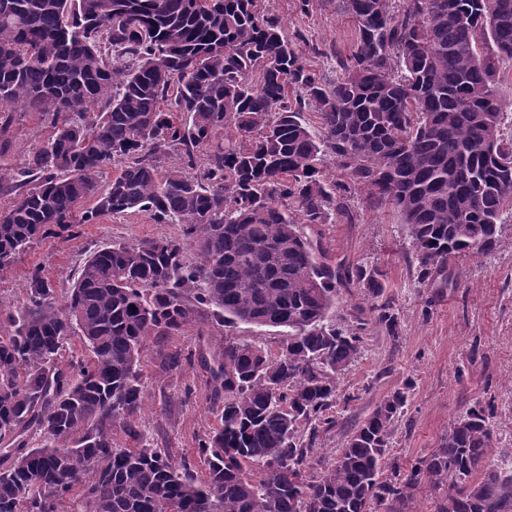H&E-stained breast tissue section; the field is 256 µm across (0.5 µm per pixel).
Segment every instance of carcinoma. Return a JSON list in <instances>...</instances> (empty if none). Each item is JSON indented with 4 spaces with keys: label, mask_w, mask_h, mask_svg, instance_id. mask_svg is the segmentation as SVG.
Here are the masks:
<instances>
[{
    "label": "carcinoma",
    "mask_w": 512,
    "mask_h": 512,
    "mask_svg": "<svg viewBox=\"0 0 512 512\" xmlns=\"http://www.w3.org/2000/svg\"><path fill=\"white\" fill-rule=\"evenodd\" d=\"M336 10L354 21L356 50L326 83L258 0H0V106L53 121L0 212V269L106 215L179 226L176 238L93 251L62 305L39 267L22 300L0 301V512H61L76 488L86 512H407L423 482L443 491L437 512H512V475L490 460L491 404L467 409L403 477L386 458L398 390L306 474L300 425L334 423L336 377L360 355V337L328 322L337 291L384 294L379 270L332 265L297 229L346 211L323 159L396 211L424 279L492 252L512 216V138L495 91L512 62V0ZM172 153L179 165L163 167ZM200 306L289 334L274 355L228 340L213 362L200 357L224 403L198 443V479L154 448L112 446V426L138 436L143 347L197 322ZM371 313L398 335L389 303ZM75 333L81 356L62 366Z\"/></svg>",
    "instance_id": "cac0c4a2"
}]
</instances>
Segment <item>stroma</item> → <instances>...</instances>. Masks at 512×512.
<instances>
[{
    "instance_id": "1",
    "label": "stroma",
    "mask_w": 512,
    "mask_h": 512,
    "mask_svg": "<svg viewBox=\"0 0 512 512\" xmlns=\"http://www.w3.org/2000/svg\"><path fill=\"white\" fill-rule=\"evenodd\" d=\"M262 14L278 18L297 50L324 80H336L337 58L353 51L354 24L330 0H310L300 12L297 0H259ZM53 131L42 112L12 107L0 112V211L14 202L9 187ZM347 211L327 224H303L299 230L318 244L330 262L379 268L384 297L399 318L398 337L388 336L374 321H362L370 300L357 288L341 289L330 315L339 329L358 333L361 354L338 375L335 425L312 431L309 475L330 466L352 429L384 398L411 384L407 405L395 421L387 451L402 474L424 454L440 447L453 422L468 408L494 403L493 458L512 456V219H505L499 241L483 257H459L448 265V285L440 288L419 273L406 230L398 214L374 208L363 189L346 200ZM174 224L157 223L144 212L104 216L81 224L74 236H49L34 242L7 269L0 270V299L16 301L26 292V275L41 267L57 300H65L84 259L104 244H138L176 237ZM251 344L274 354L288 339L284 328L240 323L231 327L201 311L199 324L175 336L149 337L142 352L140 377L144 406L130 438L122 426L112 428L118 448L146 446L172 459H185L194 475L204 463L198 443L214 425L213 407L222 405L199 363L171 365L179 352H214L225 340Z\"/></svg>"
}]
</instances>
